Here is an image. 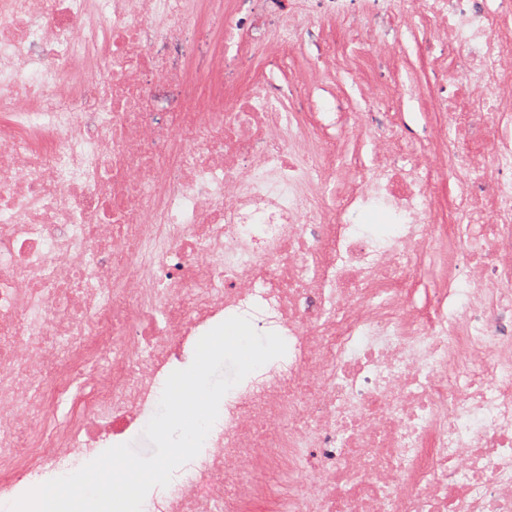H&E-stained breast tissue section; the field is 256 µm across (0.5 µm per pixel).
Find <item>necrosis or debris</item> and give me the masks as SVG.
<instances>
[{
	"label": "necrosis or debris",
	"instance_id": "necrosis-or-debris-1",
	"mask_svg": "<svg viewBox=\"0 0 512 512\" xmlns=\"http://www.w3.org/2000/svg\"><path fill=\"white\" fill-rule=\"evenodd\" d=\"M247 2L0 0V487L75 471L239 312L286 353L151 512L219 488L224 512H512V0ZM316 14L371 49L415 18L445 47L428 136L285 107L265 57L287 66Z\"/></svg>",
	"mask_w": 512,
	"mask_h": 512
}]
</instances>
